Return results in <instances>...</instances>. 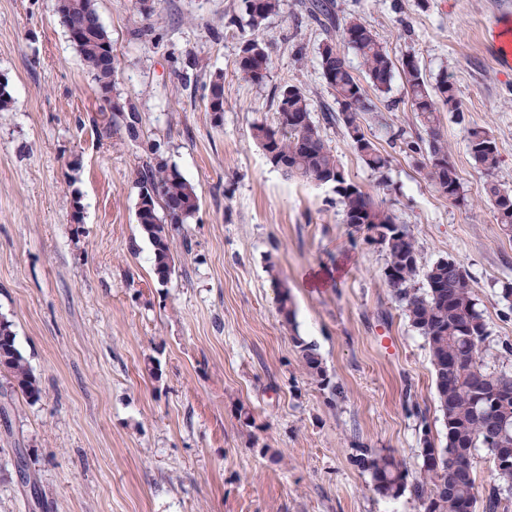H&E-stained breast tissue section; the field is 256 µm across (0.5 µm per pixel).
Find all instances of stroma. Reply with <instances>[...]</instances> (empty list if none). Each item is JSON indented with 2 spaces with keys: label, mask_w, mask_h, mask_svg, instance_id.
I'll return each mask as SVG.
<instances>
[{
  "label": "stroma",
  "mask_w": 512,
  "mask_h": 512,
  "mask_svg": "<svg viewBox=\"0 0 512 512\" xmlns=\"http://www.w3.org/2000/svg\"><path fill=\"white\" fill-rule=\"evenodd\" d=\"M96 3L112 39V97L135 107V139L83 67L56 0H0V79L14 98L0 112V315L42 389L31 403L0 375V397L11 398L0 512H422L410 495L376 494L355 460L383 448L415 475L422 433L443 443L428 346L387 284L382 248L345 224L329 187L273 168L252 127H276L277 94L302 88L346 177L411 230L421 267L449 256L470 272L488 329L483 359L512 372L500 358L512 343L502 294L512 239L466 142L468 128L489 131L500 158L490 178L512 190V70L490 36L512 0H333L393 59L415 56L429 83L454 84L460 109L441 111L439 133L465 207L390 141L426 133L402 79L363 122L390 156L384 173L324 121L336 100L318 52L342 37L309 16L308 0H284L256 31L242 0H154L147 19L135 0ZM251 36L269 46L262 86L237 65ZM217 71L219 116L203 99ZM156 158L199 196L175 232L189 248L164 284L135 221L137 174ZM283 288L291 325L277 309ZM296 335L316 344L330 386L307 373ZM20 448L44 507L19 479Z\"/></svg>",
  "instance_id": "35a3bbf8"
}]
</instances>
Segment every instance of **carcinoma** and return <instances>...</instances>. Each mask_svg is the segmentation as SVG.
Returning a JSON list of instances; mask_svg holds the SVG:
<instances>
[{"label":"carcinoma","mask_w":512,"mask_h":512,"mask_svg":"<svg viewBox=\"0 0 512 512\" xmlns=\"http://www.w3.org/2000/svg\"><path fill=\"white\" fill-rule=\"evenodd\" d=\"M63 2L66 22L81 32L74 47L101 94L107 96L112 92L116 66L108 54L112 41L100 21L96 0ZM283 2L243 0L246 26L253 31L259 29L281 10ZM308 11L324 27L342 33L343 42L362 59L365 80L377 94L388 93L396 70H401L408 102L422 125L431 131L427 146L406 141L403 152L414 160L437 192L467 205L448 144L436 132L440 109L458 110L454 85L446 78L430 84L412 56L396 65L376 35L360 20L339 16L331 0H309ZM335 51V45H323L319 67L323 79L336 93V118L353 151L368 168L381 173L388 167V156L362 130L363 116L374 111L373 104L347 61L332 58ZM270 62L266 43L249 38L246 48L240 51L238 69L253 84L261 86L268 77ZM204 97L207 111H224V74L211 75ZM113 111L125 115L126 128L131 137H136L134 106L115 103ZM277 114V128L262 123L252 128L253 138L273 167L288 177L310 183L344 173L335 149L323 139L313 120L310 99L299 87L287 85L280 91ZM466 138L475 164L486 175H492L499 164V152L489 132L471 127ZM138 185L136 221L152 245L154 270L163 284L175 261L173 230L196 213L199 196L192 183L161 160L145 164L139 172ZM484 194L501 232L512 239V190L490 179L484 184ZM336 203L346 220L352 219L356 211L361 213L359 219L381 239L387 255L386 281L410 325L428 345L436 399L446 430L442 447L436 446L428 431H423L422 467L417 476L410 475L394 455L384 450H363L357 458L358 466L370 473L373 490L378 494L396 498L407 492L424 512H499L503 500L512 496V462L504 463L499 454L501 448H512V372L491 371L483 364L487 324L470 275L463 268L454 269L448 259L442 258L425 272V288H414L420 268L415 239L406 226L392 228L396 224L392 211L358 188L337 193ZM292 341L310 374L319 383L329 385L316 346L298 335ZM0 372L13 391L32 402L40 400L39 382L16 345L12 324L4 318L0 319ZM478 448L487 451L491 473L482 497L475 488L472 465ZM18 465L22 466V481L30 487L35 504L41 505L35 473L30 471L22 451Z\"/></svg>","instance_id":"carcinoma-1"}]
</instances>
